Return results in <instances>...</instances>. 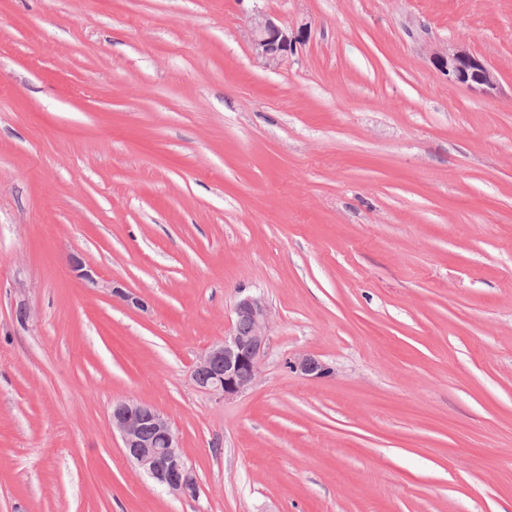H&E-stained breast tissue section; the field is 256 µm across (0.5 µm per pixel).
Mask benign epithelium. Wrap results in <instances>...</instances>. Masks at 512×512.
Here are the masks:
<instances>
[{
    "label": "benign epithelium",
    "instance_id": "obj_1",
    "mask_svg": "<svg viewBox=\"0 0 512 512\" xmlns=\"http://www.w3.org/2000/svg\"><path fill=\"white\" fill-rule=\"evenodd\" d=\"M303 39V31L290 32L268 14L252 17L254 56L267 69L276 70L288 62ZM433 60L453 83L484 95L498 88L494 69L469 52H437ZM235 315L236 325L230 333L198 357L192 372L199 388L222 400L234 398L254 384L267 341L270 314L262 298H241ZM292 367L305 376L318 377L324 372L322 364L308 354L294 359ZM206 375L210 376L208 383H199ZM111 423L126 457L157 485L177 497L199 495V482L185 463L180 436L162 410L134 399L121 400L112 406Z\"/></svg>",
    "mask_w": 512,
    "mask_h": 512
}]
</instances>
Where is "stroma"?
Wrapping results in <instances>:
<instances>
[{"mask_svg":"<svg viewBox=\"0 0 512 512\" xmlns=\"http://www.w3.org/2000/svg\"><path fill=\"white\" fill-rule=\"evenodd\" d=\"M257 12L305 30L280 69ZM129 397L198 499L125 458ZM0 512H512V0H0ZM433 60L435 67L453 83L464 85L484 95H491L498 88V78L494 69L469 52H437L434 53ZM235 315L230 333L198 357L192 372L199 388L222 400L234 398L254 384L268 336L270 314L262 298H241L235 306ZM240 323L248 325L244 335L239 331ZM206 375L211 376L208 383H199ZM111 423L126 457L157 485L177 497L199 495V482L185 463L180 436L162 410L134 399L121 400L112 406Z\"/></svg>","mask_w":512,"mask_h":512,"instance_id":"1","label":"stroma"}]
</instances>
